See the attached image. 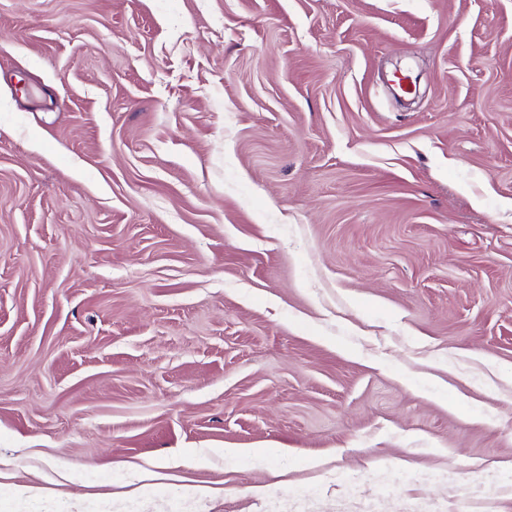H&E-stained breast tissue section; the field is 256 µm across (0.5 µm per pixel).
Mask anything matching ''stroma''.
Segmentation results:
<instances>
[{
    "label": "stroma",
    "instance_id": "35a3bbf8",
    "mask_svg": "<svg viewBox=\"0 0 512 512\" xmlns=\"http://www.w3.org/2000/svg\"><path fill=\"white\" fill-rule=\"evenodd\" d=\"M483 489L512 512V0H0V512Z\"/></svg>",
    "mask_w": 512,
    "mask_h": 512
}]
</instances>
